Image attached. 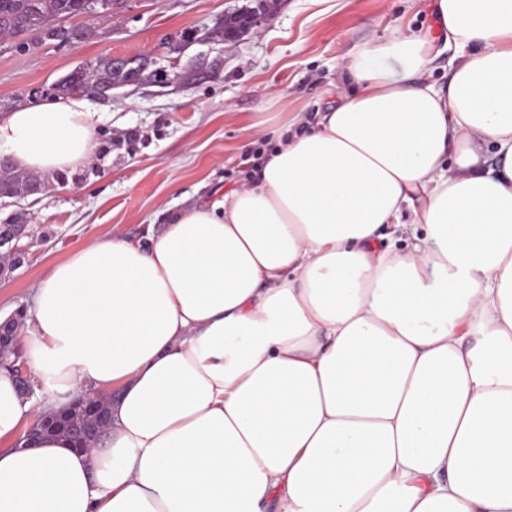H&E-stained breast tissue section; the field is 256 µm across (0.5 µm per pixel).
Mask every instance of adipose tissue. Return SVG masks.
<instances>
[{"instance_id":"1","label":"adipose tissue","mask_w":512,"mask_h":512,"mask_svg":"<svg viewBox=\"0 0 512 512\" xmlns=\"http://www.w3.org/2000/svg\"><path fill=\"white\" fill-rule=\"evenodd\" d=\"M432 7L241 187L40 278L26 362L49 407L107 394L111 422L9 447L28 405L0 369V512H512V0ZM99 122L33 98L0 153L71 174Z\"/></svg>"}]
</instances>
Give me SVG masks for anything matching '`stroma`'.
Instances as JSON below:
<instances>
[{"mask_svg":"<svg viewBox=\"0 0 512 512\" xmlns=\"http://www.w3.org/2000/svg\"><path fill=\"white\" fill-rule=\"evenodd\" d=\"M251 3L112 0L111 19L75 18L94 31L81 42L23 52L0 40V117L87 62L145 57L177 75L166 85H120L110 98L92 99L103 127L140 135L137 151H113L103 174L83 184L0 206V217L25 212L31 231L21 266L0 277V316L25 307L49 265L80 247L162 226L164 209L182 193L206 199L216 188L239 187L262 144L258 130L313 120L338 98L359 46L431 22L429 0H275L260 27L233 41L207 39L216 18ZM211 62L216 72L184 80L193 64Z\"/></svg>","mask_w":512,"mask_h":512,"instance_id":"stroma-1","label":"stroma"}]
</instances>
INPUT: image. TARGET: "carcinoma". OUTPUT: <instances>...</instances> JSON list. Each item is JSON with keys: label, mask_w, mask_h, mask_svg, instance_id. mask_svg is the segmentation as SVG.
<instances>
[{"label": "carcinoma", "mask_w": 512, "mask_h": 512, "mask_svg": "<svg viewBox=\"0 0 512 512\" xmlns=\"http://www.w3.org/2000/svg\"><path fill=\"white\" fill-rule=\"evenodd\" d=\"M85 0H0V37L19 38L20 46L39 45L45 41L69 44L81 41L90 31L81 27L65 26L63 22L84 14ZM250 16V12L230 15L224 18L222 37L232 39L242 33L240 18ZM145 61L135 67L123 69L112 64V60L78 67L56 82L53 91L58 95L83 93L90 96L104 90L112 93L119 84L160 83L162 76L156 69H149ZM102 160L114 150H131L141 141L138 134L129 132L120 136L102 129L99 132ZM50 182L47 177L33 173L16 172L9 160L0 157V200L33 196Z\"/></svg>", "instance_id": "cac0c4a2"}]
</instances>
